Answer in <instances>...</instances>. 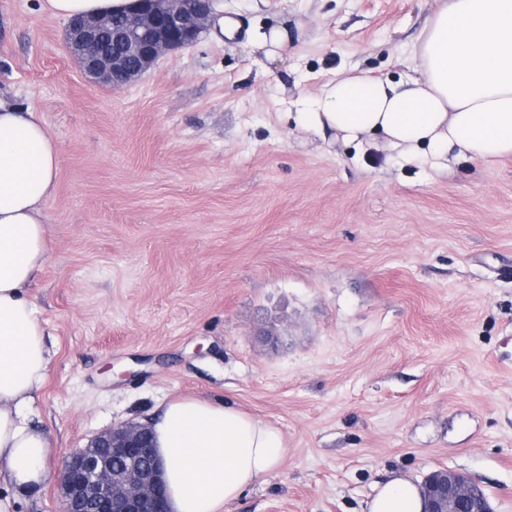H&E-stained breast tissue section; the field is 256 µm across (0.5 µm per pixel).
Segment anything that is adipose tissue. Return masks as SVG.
I'll return each instance as SVG.
<instances>
[{
    "instance_id": "obj_1",
    "label": "adipose tissue",
    "mask_w": 512,
    "mask_h": 512,
    "mask_svg": "<svg viewBox=\"0 0 512 512\" xmlns=\"http://www.w3.org/2000/svg\"><path fill=\"white\" fill-rule=\"evenodd\" d=\"M130 0H40L51 16L109 14ZM398 78L344 75L327 82L294 120L346 144L380 139L394 158L448 167L512 155V0H443ZM60 149L39 112L0 98V512L46 478L49 444L34 425L51 358L27 290L46 265L45 209ZM171 512H223L282 462L279 429L220 401L177 397L151 420ZM365 512H423L419 488L385 483Z\"/></svg>"
}]
</instances>
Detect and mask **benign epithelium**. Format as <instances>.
<instances>
[{
	"mask_svg": "<svg viewBox=\"0 0 512 512\" xmlns=\"http://www.w3.org/2000/svg\"><path fill=\"white\" fill-rule=\"evenodd\" d=\"M210 0H134L126 26L114 33L123 51L110 56L99 47L111 19L91 16L68 23L66 42L81 70L96 82L121 88L149 71L157 60L193 45L210 21ZM146 423H125L95 435L65 458L57 472L63 512H168L163 469L150 444ZM424 512H491L481 486L454 470L428 474L421 483Z\"/></svg>",
	"mask_w": 512,
	"mask_h": 512,
	"instance_id": "1",
	"label": "benign epithelium"
}]
</instances>
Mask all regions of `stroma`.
I'll return each mask as SVG.
<instances>
[{
    "instance_id": "obj_1",
    "label": "stroma",
    "mask_w": 512,
    "mask_h": 512,
    "mask_svg": "<svg viewBox=\"0 0 512 512\" xmlns=\"http://www.w3.org/2000/svg\"><path fill=\"white\" fill-rule=\"evenodd\" d=\"M118 89L67 22L0 0V95L62 155L30 289L55 353L37 398L51 480L96 434L191 396L284 436L229 512H363L386 481L453 469L512 512V157L438 173L295 128L339 74L390 76L438 0H222ZM287 25L284 59L256 43Z\"/></svg>"
}]
</instances>
